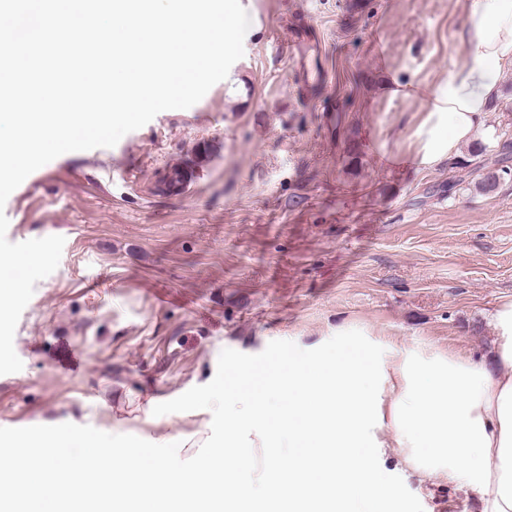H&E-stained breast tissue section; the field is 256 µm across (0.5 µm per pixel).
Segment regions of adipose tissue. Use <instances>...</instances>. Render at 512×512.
Returning a JSON list of instances; mask_svg holds the SVG:
<instances>
[{"instance_id":"1","label":"adipose tissue","mask_w":512,"mask_h":512,"mask_svg":"<svg viewBox=\"0 0 512 512\" xmlns=\"http://www.w3.org/2000/svg\"><path fill=\"white\" fill-rule=\"evenodd\" d=\"M457 40L464 60L431 100L428 163L458 159L477 134L493 136L488 112L501 73L512 70V0H469ZM492 319L489 361L453 352L408 355L388 372L359 340L332 356L293 360L245 409L225 408L223 446L190 470L168 456L100 455L87 434L58 425L39 450L0 448V505L20 498L28 512H60L68 502L95 501L109 512H126L130 503L135 512H160L205 503L240 512L259 480L283 512L315 500L328 512H382L394 500L398 512H413L381 465L391 453L421 476H440L478 496L483 512H512V301ZM280 390L288 404L275 413L269 397ZM281 435L293 449L285 461L272 452ZM81 444L87 450L74 464L57 463V455ZM255 447L267 451L260 474L243 454Z\"/></svg>"}]
</instances>
